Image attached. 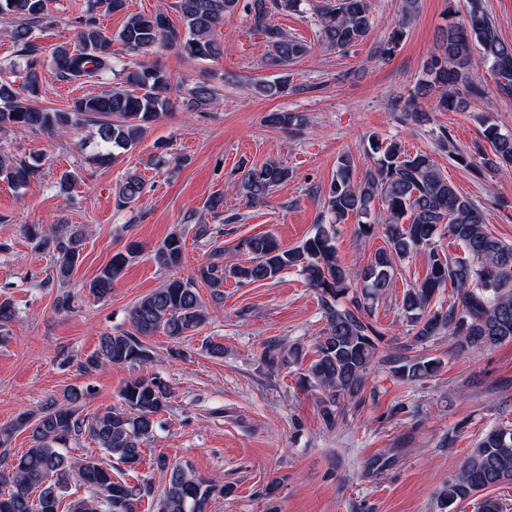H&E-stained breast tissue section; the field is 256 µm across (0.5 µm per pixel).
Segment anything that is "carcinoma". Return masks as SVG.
Wrapping results in <instances>:
<instances>
[{"label":"carcinoma","mask_w":512,"mask_h":512,"mask_svg":"<svg viewBox=\"0 0 512 512\" xmlns=\"http://www.w3.org/2000/svg\"><path fill=\"white\" fill-rule=\"evenodd\" d=\"M304 0H176L182 18L174 26L163 12L130 14L115 36L98 24L99 8L108 13L126 9V0H86L77 21V44H59L46 58L34 42L33 28L48 15V0H0V18L14 21L12 38L21 64L0 72V131L24 129L55 132L65 128H96L98 150L89 161L107 165L121 153L134 149L147 125L170 114V76L161 67L129 71L124 84L98 94L73 100L67 109L45 110L31 105L42 92L43 72L50 67L62 81L94 83L114 71L112 43L128 52L141 53L158 45L175 46L189 59L210 60L221 55L216 31L238 10L253 17L254 30L264 36L265 67L278 77L258 86L267 97L292 90L283 70L310 51L308 44L267 23L273 11L297 12ZM401 18L378 48L379 57H390L405 34L404 25L416 9V0H400ZM321 42L347 50L366 37L375 20L369 0H323L316 5ZM493 77L497 91L512 97V44L502 40L480 0H470L466 21L442 31L437 50L427 60L423 77L412 91L414 99H426L441 112L467 106L486 92L483 78L474 68L473 51ZM16 75L20 81L11 79ZM216 88L198 82L185 91L182 106L189 111L211 103ZM264 122L275 129H292L302 123L293 112H269ZM483 135L492 154L484 164L496 169L512 165V132L482 119ZM367 154L374 166L363 178L353 180V159L338 160L336 174L323 195L329 224L316 225L315 233L302 244L283 247L271 234L255 235L240 246L251 254L245 264L226 267L221 254L199 267L187 279L175 278L142 297L132 308V331L100 336L97 348L80 363L85 373L107 365H144L153 359L143 338L163 331L178 339L206 319L207 307L196 288L201 281L211 288L212 302L224 299V280L240 285L268 281L287 269H296L319 294L325 326L315 343V358L299 373L297 384L304 391H317V411L323 426L332 430L346 417L348 405L362 399L372 367L381 366L399 382L415 384L434 377L442 367L438 358L414 354V349L448 334L461 353L470 348L512 342V246L487 231L482 211L468 196L460 194L426 153L408 154L395 140L383 144L369 140ZM41 173L40 157L31 160L0 156V178L16 188H25ZM291 177L288 167L265 162L244 171L239 188L248 201L259 202ZM145 193V182L135 173L126 174L116 189V206L132 208ZM379 200L385 210L383 228L387 247L375 252L362 269L354 272L336 256V225L349 217L361 218L357 236H372L377 225L367 221L371 204ZM445 228L463 248L466 257L451 259L435 248V237ZM26 235L44 249L56 252V278L41 282L58 288L57 310H72L73 294L68 278L81 261L85 232L72 225L46 228L31 224ZM185 241L177 231L155 250L162 268L178 266ZM422 249L429 250L425 279L403 291L401 310L411 336L392 352L381 345L383 335L371 322L373 306L393 282L398 263ZM140 253L130 242L89 282V294L104 298L113 284ZM457 291L448 307L434 305L436 293L447 285ZM361 287V294L348 304L342 298ZM306 357L304 346L265 349L262 360L272 371L297 365ZM89 388L71 387L61 398L46 399L36 412H23L0 428V512H59L71 484L83 486L90 496L73 498L67 512H137V504L152 494L148 482L132 485L112 478V465L104 459H79L66 452L70 443L88 438L109 458L130 467L138 463L141 448L161 424L167 411L170 389L156 377L140 376L120 390L121 407L85 415L82 402ZM18 431L29 432V448L17 454L10 448ZM158 467L168 478L156 499V512H205L216 489L188 464H170L164 458ZM512 483V428L488 430L471 449L459 470L437 493L440 512H454L457 505L480 492Z\"/></svg>","instance_id":"carcinoma-1"}]
</instances>
